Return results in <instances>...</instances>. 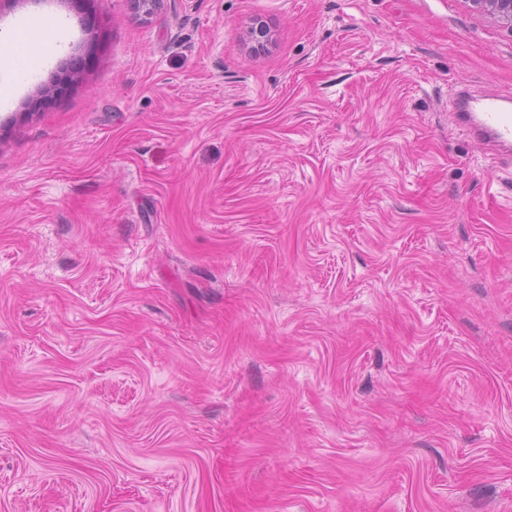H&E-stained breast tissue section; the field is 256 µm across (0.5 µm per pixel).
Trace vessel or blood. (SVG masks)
<instances>
[{
    "label": "vessel or blood",
    "mask_w": 512,
    "mask_h": 512,
    "mask_svg": "<svg viewBox=\"0 0 512 512\" xmlns=\"http://www.w3.org/2000/svg\"><path fill=\"white\" fill-rule=\"evenodd\" d=\"M457 123L477 143L512 146V104L507 99L464 97Z\"/></svg>",
    "instance_id": "vessel-or-blood-1"
}]
</instances>
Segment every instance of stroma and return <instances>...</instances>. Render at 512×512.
<instances>
[{
    "label": "stroma",
    "mask_w": 512,
    "mask_h": 512,
    "mask_svg": "<svg viewBox=\"0 0 512 512\" xmlns=\"http://www.w3.org/2000/svg\"><path fill=\"white\" fill-rule=\"evenodd\" d=\"M36 13L69 29L0 107V512H512V155L450 105L512 97V30L470 0L0 26ZM65 65L66 66L63 68L65 71L64 76H62L53 86L46 87L39 91L36 99H33L31 102L33 108L39 107L46 97L61 96L69 85V79L80 71L83 65V59L81 57H73L70 58L68 62H65Z\"/></svg>",
    "instance_id": "stroma-1"
}]
</instances>
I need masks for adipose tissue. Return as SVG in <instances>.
I'll list each match as a JSON object with an SVG mask.
<instances>
[{"mask_svg":"<svg viewBox=\"0 0 512 512\" xmlns=\"http://www.w3.org/2000/svg\"><path fill=\"white\" fill-rule=\"evenodd\" d=\"M61 18L26 19L24 25L0 30V104L7 102L25 83L30 73L58 55L62 47L56 37H42L44 28H60Z\"/></svg>","mask_w":512,"mask_h":512,"instance_id":"1","label":"adipose tissue"}]
</instances>
